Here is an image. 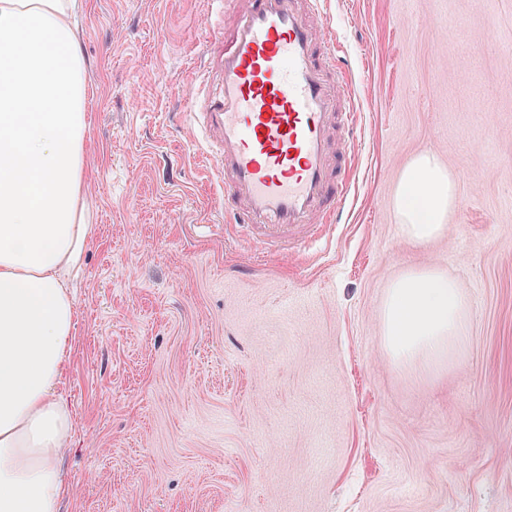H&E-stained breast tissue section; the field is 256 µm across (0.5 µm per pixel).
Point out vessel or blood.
Wrapping results in <instances>:
<instances>
[{
  "label": "vessel or blood",
  "instance_id": "vessel-or-blood-1",
  "mask_svg": "<svg viewBox=\"0 0 512 512\" xmlns=\"http://www.w3.org/2000/svg\"><path fill=\"white\" fill-rule=\"evenodd\" d=\"M323 0H209L218 43L186 84L213 179L248 234L286 251L320 239L349 190L355 100Z\"/></svg>",
  "mask_w": 512,
  "mask_h": 512
}]
</instances>
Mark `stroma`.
Listing matches in <instances>:
<instances>
[{"label":"stroma","instance_id":"obj_1","mask_svg":"<svg viewBox=\"0 0 512 512\" xmlns=\"http://www.w3.org/2000/svg\"><path fill=\"white\" fill-rule=\"evenodd\" d=\"M360 118L339 221L309 250L226 234L182 78L207 0H77L90 226L70 276L62 512H512V0H325ZM462 16L465 52L439 25ZM431 151L444 237L394 197ZM433 266L470 301L443 368L396 364L388 283ZM457 200L454 174L432 153L417 156L404 170L395 200L402 236L418 244L442 238Z\"/></svg>","mask_w":512,"mask_h":512}]
</instances>
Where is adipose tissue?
I'll use <instances>...</instances> for the list:
<instances>
[{"mask_svg": "<svg viewBox=\"0 0 512 512\" xmlns=\"http://www.w3.org/2000/svg\"><path fill=\"white\" fill-rule=\"evenodd\" d=\"M68 0H0V512H61V461L73 418L58 388L74 340L67 286L89 226L82 203L88 130L78 35ZM456 178L434 154L403 172V237L442 238ZM469 299L433 267L388 285L382 339L392 360L443 366L466 338Z\"/></svg>", "mask_w": 512, "mask_h": 512, "instance_id": "ef3b65f1", "label": "adipose tissue"}]
</instances>
